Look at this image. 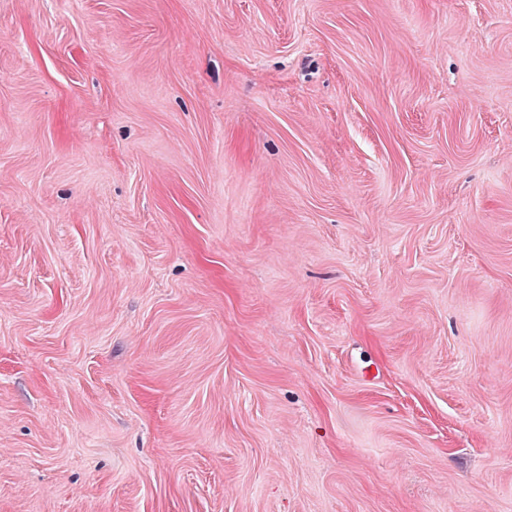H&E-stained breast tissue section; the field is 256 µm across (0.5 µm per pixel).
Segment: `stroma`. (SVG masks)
Returning a JSON list of instances; mask_svg holds the SVG:
<instances>
[{
    "label": "stroma",
    "mask_w": 512,
    "mask_h": 512,
    "mask_svg": "<svg viewBox=\"0 0 512 512\" xmlns=\"http://www.w3.org/2000/svg\"><path fill=\"white\" fill-rule=\"evenodd\" d=\"M0 512H512V0H0Z\"/></svg>",
    "instance_id": "35a3bbf8"
}]
</instances>
